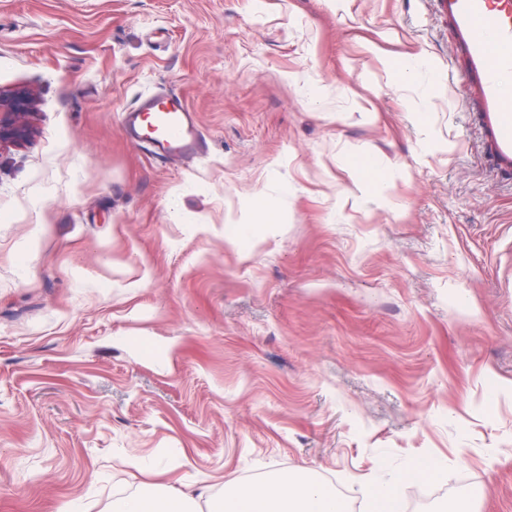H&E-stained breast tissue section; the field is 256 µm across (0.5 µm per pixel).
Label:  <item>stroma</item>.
<instances>
[{"instance_id":"1","label":"stroma","mask_w":512,"mask_h":512,"mask_svg":"<svg viewBox=\"0 0 512 512\" xmlns=\"http://www.w3.org/2000/svg\"><path fill=\"white\" fill-rule=\"evenodd\" d=\"M463 70L438 0H0L36 99L0 147V512L299 469L359 512L422 458L402 512H512V179ZM161 91L205 153L128 140ZM440 465L435 460L425 459L413 462L411 467L388 481L374 484L366 489L367 510L369 512L398 511V495L406 482H423L435 477Z\"/></svg>"}]
</instances>
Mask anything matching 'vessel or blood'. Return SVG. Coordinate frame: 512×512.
Listing matches in <instances>:
<instances>
[{
	"label": "vessel or blood",
	"instance_id": "vessel-or-blood-1",
	"mask_svg": "<svg viewBox=\"0 0 512 512\" xmlns=\"http://www.w3.org/2000/svg\"><path fill=\"white\" fill-rule=\"evenodd\" d=\"M474 92L476 126L494 170L512 175V0H439ZM129 140L163 158L201 153L195 112L175 94L139 97L121 115Z\"/></svg>",
	"mask_w": 512,
	"mask_h": 512
}]
</instances>
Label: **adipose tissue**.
<instances>
[{
	"mask_svg": "<svg viewBox=\"0 0 512 512\" xmlns=\"http://www.w3.org/2000/svg\"><path fill=\"white\" fill-rule=\"evenodd\" d=\"M440 471L437 461L425 459L388 481L367 488L368 512H397L398 495L407 482H423ZM194 490L146 485L113 501L110 512H195ZM210 512H347L333 483L307 472H275L249 484L226 487L212 500Z\"/></svg>",
	"mask_w": 512,
	"mask_h": 512,
	"instance_id": "ef3b65f1",
	"label": "adipose tissue"
}]
</instances>
